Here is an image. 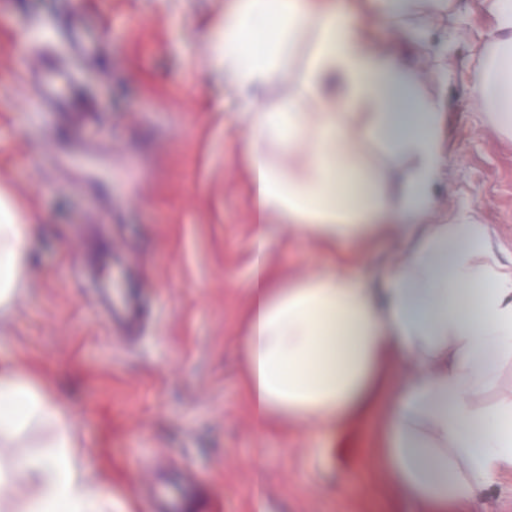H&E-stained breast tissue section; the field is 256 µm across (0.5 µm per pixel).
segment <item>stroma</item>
I'll return each mask as SVG.
<instances>
[{"instance_id":"obj_1","label":"stroma","mask_w":512,"mask_h":512,"mask_svg":"<svg viewBox=\"0 0 512 512\" xmlns=\"http://www.w3.org/2000/svg\"><path fill=\"white\" fill-rule=\"evenodd\" d=\"M365 24L375 45L399 46L439 104L443 212L473 215L511 249L512 129L472 89L497 50L495 12L450 0L420 47ZM73 27L110 43L86 59L72 102L107 144L92 159H69L84 131L66 113L48 116L32 80L45 64L70 69L62 40ZM223 38L224 0H0V199L36 227L17 293L0 307V364L63 409L112 512H152L150 467L171 462L197 478L192 512H416L370 475L379 421L339 433L278 422L253 440L237 338L256 222ZM88 224L108 225L109 244L137 261L129 286L149 307L138 337L106 326L79 272ZM263 232L281 276L329 261L285 224Z\"/></svg>"}]
</instances>
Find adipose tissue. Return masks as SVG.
Returning <instances> with one entry per match:
<instances>
[{"mask_svg": "<svg viewBox=\"0 0 512 512\" xmlns=\"http://www.w3.org/2000/svg\"><path fill=\"white\" fill-rule=\"evenodd\" d=\"M444 0H225L224 89L238 99L248 132L239 148L263 216L290 224L296 237L328 251L347 240L366 256L363 277L342 255L304 280L281 284L264 253L255 255L251 304L239 342L246 395L258 430L276 420L341 431L384 413L373 470L420 512H476L482 494L512 473V398L477 401L512 356V255L502 256L486 225L430 224L433 193L447 166L434 103L393 49L373 44L362 13L387 24L442 8ZM500 51L473 77L481 101L512 122V0H496ZM309 39L287 103L264 96L289 48ZM381 144L401 171L393 194L373 189L344 200L339 163H357ZM287 150L291 170L271 164ZM32 227L0 203V304L24 265ZM395 241L384 258L370 246ZM481 282L477 310L460 293ZM50 425L41 454L0 470L38 486L23 512H104L78 464L61 412L47 395L0 369V434Z\"/></svg>", "mask_w": 512, "mask_h": 512, "instance_id": "obj_1", "label": "adipose tissue"}]
</instances>
